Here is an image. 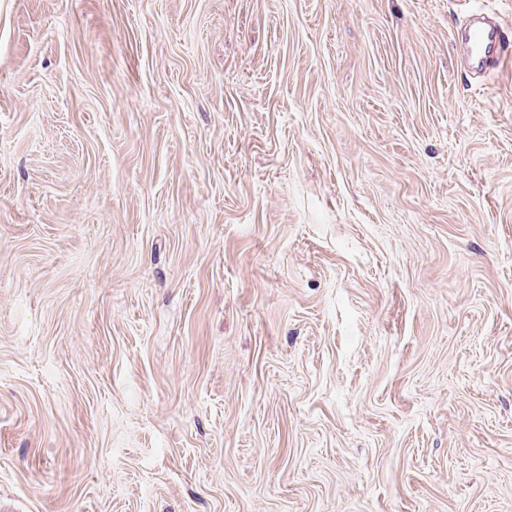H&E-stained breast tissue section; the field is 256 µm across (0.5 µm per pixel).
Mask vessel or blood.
I'll return each instance as SVG.
<instances>
[{"instance_id":"vessel-or-blood-1","label":"vessel or blood","mask_w":512,"mask_h":512,"mask_svg":"<svg viewBox=\"0 0 512 512\" xmlns=\"http://www.w3.org/2000/svg\"><path fill=\"white\" fill-rule=\"evenodd\" d=\"M467 67L478 76L492 75L512 64V29L481 12L472 13L460 31Z\"/></svg>"}]
</instances>
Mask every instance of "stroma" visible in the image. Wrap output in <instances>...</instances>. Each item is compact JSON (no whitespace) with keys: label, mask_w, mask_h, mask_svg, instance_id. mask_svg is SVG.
<instances>
[{"label":"stroma","mask_w":512,"mask_h":512,"mask_svg":"<svg viewBox=\"0 0 512 512\" xmlns=\"http://www.w3.org/2000/svg\"><path fill=\"white\" fill-rule=\"evenodd\" d=\"M470 8L0 0V512H512Z\"/></svg>","instance_id":"1"}]
</instances>
